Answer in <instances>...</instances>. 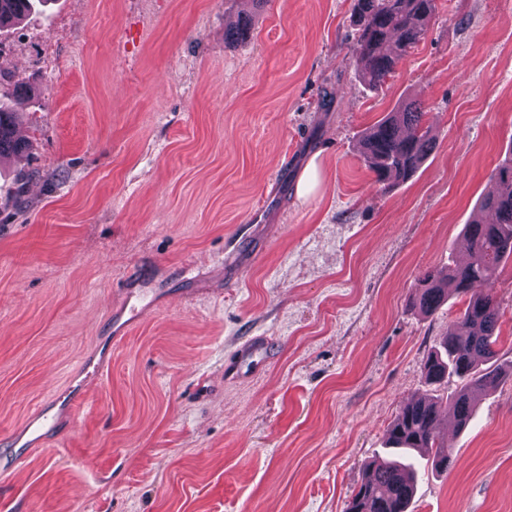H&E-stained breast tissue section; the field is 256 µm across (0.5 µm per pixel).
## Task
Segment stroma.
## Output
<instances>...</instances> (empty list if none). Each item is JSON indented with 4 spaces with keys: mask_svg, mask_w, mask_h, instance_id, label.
Here are the masks:
<instances>
[{
    "mask_svg": "<svg viewBox=\"0 0 512 512\" xmlns=\"http://www.w3.org/2000/svg\"><path fill=\"white\" fill-rule=\"evenodd\" d=\"M352 5L49 0L0 29L26 144L0 156V465L37 405L83 402L0 475V512H345L465 307L421 315L417 279L467 257L512 152V0H437L378 91ZM411 100L436 149L385 191L362 135ZM241 224L263 250L229 286ZM124 286L147 306L116 344ZM494 292L504 380L409 512H512V263ZM253 336L262 370L226 376Z\"/></svg>",
    "mask_w": 512,
    "mask_h": 512,
    "instance_id": "35a3bbf8",
    "label": "stroma"
}]
</instances>
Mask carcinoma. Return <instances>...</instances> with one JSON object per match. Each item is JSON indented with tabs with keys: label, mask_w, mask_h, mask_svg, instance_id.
I'll return each mask as SVG.
<instances>
[{
	"label": "carcinoma",
	"mask_w": 512,
	"mask_h": 512,
	"mask_svg": "<svg viewBox=\"0 0 512 512\" xmlns=\"http://www.w3.org/2000/svg\"><path fill=\"white\" fill-rule=\"evenodd\" d=\"M47 0H0V28L14 23ZM436 10V0H354L353 22L359 39L353 64L364 84L383 85L410 49L421 40ZM419 104L409 102L388 113L364 135L363 154L376 182L391 185L414 175L435 147ZM17 113L0 101V156L25 148L15 137ZM491 187L481 209L491 214L487 222L475 220L463 228L469 259L448 264V273L425 272L418 280L412 306L427 316L451 294L469 297L457 321L448 325L440 347L429 353L423 370L429 384L450 377L458 385L448 403V413L466 425L476 411L479 396L496 389L505 373L490 363L497 355L496 331L500 306L493 284L501 265L512 259V159L498 164L490 176ZM443 398L419 397L405 403L390 429V443L407 451L433 448V470H446L451 453L440 429ZM416 489L413 467L393 457H378L351 497L345 512H409Z\"/></svg>",
	"instance_id": "carcinoma-1"
}]
</instances>
